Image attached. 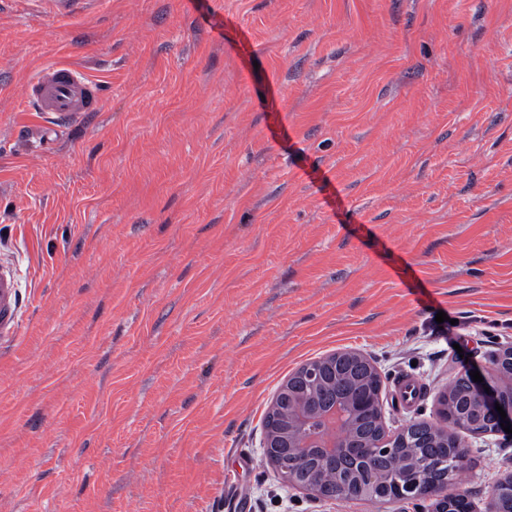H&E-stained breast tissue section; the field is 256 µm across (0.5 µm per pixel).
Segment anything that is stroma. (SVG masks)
<instances>
[{"label": "stroma", "instance_id": "obj_1", "mask_svg": "<svg viewBox=\"0 0 512 512\" xmlns=\"http://www.w3.org/2000/svg\"><path fill=\"white\" fill-rule=\"evenodd\" d=\"M58 62L100 109L48 154ZM0 259V512H431L306 495L263 419L351 349L433 422L512 346V0H0ZM463 440L485 512L512 434ZM98 98V82L67 63L43 68L25 88L29 112L51 113L64 122L95 112ZM21 305V296L15 272L9 266H0V339H13L16 316Z\"/></svg>", "mask_w": 512, "mask_h": 512}]
</instances>
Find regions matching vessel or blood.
<instances>
[{
    "mask_svg": "<svg viewBox=\"0 0 512 512\" xmlns=\"http://www.w3.org/2000/svg\"><path fill=\"white\" fill-rule=\"evenodd\" d=\"M30 111L51 113L67 122L95 111L98 83L83 70L67 63L43 68L25 88ZM21 296L12 268L0 266V337L13 338Z\"/></svg>",
    "mask_w": 512,
    "mask_h": 512,
    "instance_id": "obj_1",
    "label": "vessel or blood"
}]
</instances>
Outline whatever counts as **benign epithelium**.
I'll list each match as a JSON object with an SVG mask.
<instances>
[{
	"mask_svg": "<svg viewBox=\"0 0 512 512\" xmlns=\"http://www.w3.org/2000/svg\"><path fill=\"white\" fill-rule=\"evenodd\" d=\"M337 358L329 362L322 357L315 362L303 365L288 376L289 391L295 397L288 401V414L279 422L267 429L265 438V456L281 478L310 495L321 496L322 486L330 478L336 480L334 498L340 501L353 499L381 500L389 496L395 499L429 498L435 500L438 512H456V497L450 490L447 477L436 474L434 466L428 458H416L404 452L408 447L406 435L410 426L403 427L399 432L391 434L386 430L383 417L375 420L377 426L376 439L364 446L346 444L336 436V428L330 426L312 433L307 430L309 419L304 410V402L309 399L310 391L327 383L331 378L346 381H357L356 368L367 363V356L355 350L336 352ZM470 386L471 397L469 408L458 411L451 407L448 399L440 402L438 421L430 427L446 439L443 446H451L458 463L467 457V449L462 441L461 433L475 431L476 423L472 413L476 409L488 410L495 417L494 431L501 432V423H512V404L507 397L512 395V348L506 353L492 357L490 365L482 373L483 381L475 382L470 371L463 372ZM500 405L506 412L501 418L495 405ZM343 449L349 457L360 463L367 484L362 488L350 484L345 475H336V465L307 475L302 464L311 457L326 454L336 459V449ZM391 455L400 463H410L412 468L420 470L424 477L423 492L415 491L413 486L391 484L385 475L375 469V461L381 456ZM488 512H512V476L499 481L489 496Z\"/></svg>",
	"mask_w": 512,
	"mask_h": 512,
	"instance_id": "1",
	"label": "benign epithelium"
}]
</instances>
